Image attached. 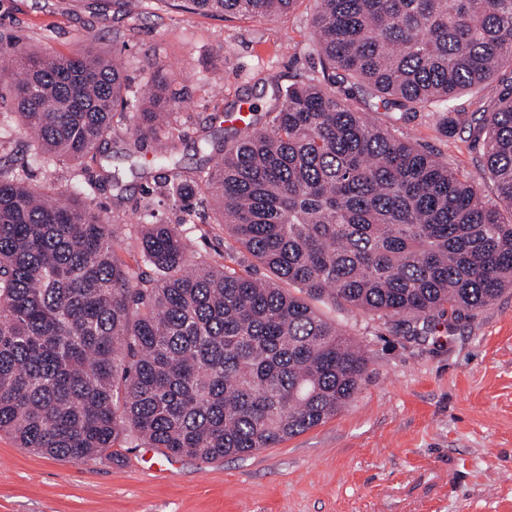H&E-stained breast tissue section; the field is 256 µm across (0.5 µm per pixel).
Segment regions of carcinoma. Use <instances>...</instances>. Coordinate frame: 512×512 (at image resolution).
<instances>
[{
    "label": "carcinoma",
    "instance_id": "cac0c4a2",
    "mask_svg": "<svg viewBox=\"0 0 512 512\" xmlns=\"http://www.w3.org/2000/svg\"><path fill=\"white\" fill-rule=\"evenodd\" d=\"M182 2L272 19L295 0ZM312 51L320 75L277 90L264 127L156 188L182 224L209 203L262 277L233 252L192 261L181 224L148 206L131 266L121 225L80 190L0 167V432L19 447L74 460L122 436L204 460L271 448L336 415L366 376L364 348L313 302L421 336L512 288V83L494 85L512 73V0H317ZM3 79L37 159L96 155L118 115L134 149L175 155L183 100L160 67L129 117L116 112L122 65L92 46L19 48ZM473 91L495 104L467 112L458 99ZM417 112L482 142L496 201L396 133Z\"/></svg>",
    "mask_w": 512,
    "mask_h": 512
}]
</instances>
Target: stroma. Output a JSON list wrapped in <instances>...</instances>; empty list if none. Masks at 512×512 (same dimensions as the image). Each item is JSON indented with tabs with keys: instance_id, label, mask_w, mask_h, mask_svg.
Instances as JSON below:
<instances>
[{
	"instance_id": "obj_1",
	"label": "stroma",
	"mask_w": 512,
	"mask_h": 512,
	"mask_svg": "<svg viewBox=\"0 0 512 512\" xmlns=\"http://www.w3.org/2000/svg\"><path fill=\"white\" fill-rule=\"evenodd\" d=\"M316 0H296L277 19L191 14L170 0H145L139 16L95 9L86 0H0V63L17 44L71 57L93 46L116 53L141 99L161 65L182 96L177 157L182 170L208 166L202 142L221 144L225 117L258 108L259 124L276 89L316 75L311 22ZM224 78L220 96L209 79ZM449 167L496 190L482 172V145L468 133L444 135L434 116L400 125ZM27 134L13 121L0 141V165L26 166L37 185L65 192L81 184L106 217L133 224L144 205L165 221L179 213L153 189L168 173L151 144L131 152L115 123L96 158L82 164L28 160ZM119 176L105 181L106 172ZM213 208L188 235L195 260L234 247ZM319 310L363 341L367 377L348 405L319 425L242 457L202 460L119 439L86 460L56 459L0 433V512H512V288L453 330L393 333L358 312Z\"/></svg>"
}]
</instances>
